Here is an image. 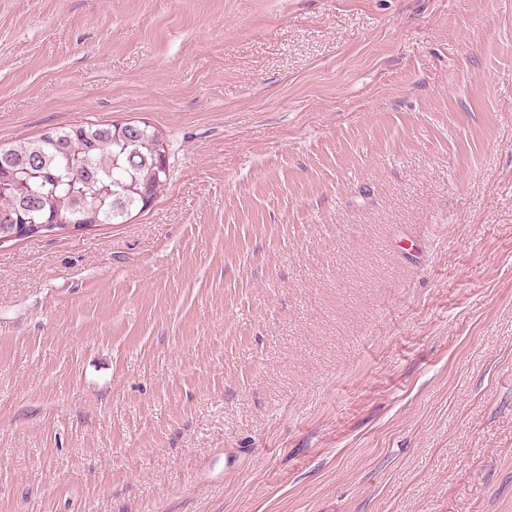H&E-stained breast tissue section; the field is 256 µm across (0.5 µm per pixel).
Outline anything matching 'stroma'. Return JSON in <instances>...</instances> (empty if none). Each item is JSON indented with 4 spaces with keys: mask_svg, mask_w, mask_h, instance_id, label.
Listing matches in <instances>:
<instances>
[{
    "mask_svg": "<svg viewBox=\"0 0 512 512\" xmlns=\"http://www.w3.org/2000/svg\"><path fill=\"white\" fill-rule=\"evenodd\" d=\"M133 120L0 246V512H512V0H0L1 144ZM167 147L143 121L84 122L0 144V235H16L21 224L40 228L37 235L127 222L165 189Z\"/></svg>",
    "mask_w": 512,
    "mask_h": 512,
    "instance_id": "obj_1",
    "label": "stroma"
}]
</instances>
